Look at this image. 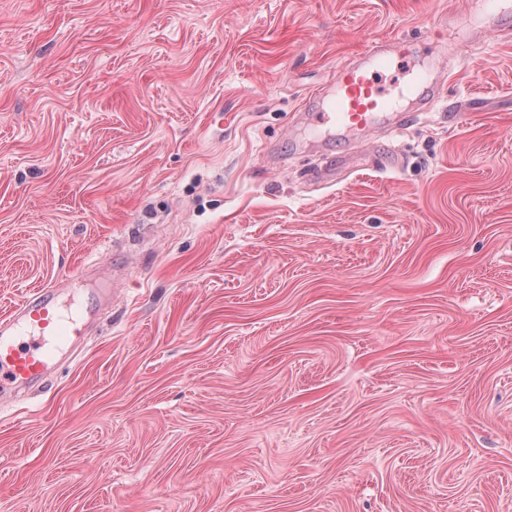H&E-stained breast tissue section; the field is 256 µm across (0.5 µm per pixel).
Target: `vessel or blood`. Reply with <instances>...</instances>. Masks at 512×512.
Instances as JSON below:
<instances>
[{
	"label": "vessel or blood",
	"instance_id": "b4317fda",
	"mask_svg": "<svg viewBox=\"0 0 512 512\" xmlns=\"http://www.w3.org/2000/svg\"><path fill=\"white\" fill-rule=\"evenodd\" d=\"M480 2L498 29H512V11L506 10L503 0ZM415 55L414 47L388 40L358 53L337 67L332 79L310 99L308 120L346 141L378 124L395 129L404 123L406 113L430 111L447 77L433 63H415ZM397 62L408 63L412 76L396 87H386L382 75ZM84 282L79 274L65 286L39 288L0 318V395L42 383L57 355L83 342L101 304L99 292Z\"/></svg>",
	"mask_w": 512,
	"mask_h": 512
}]
</instances>
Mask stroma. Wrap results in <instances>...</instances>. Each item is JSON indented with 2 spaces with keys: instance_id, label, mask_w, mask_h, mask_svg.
Masks as SVG:
<instances>
[{
  "instance_id": "1",
  "label": "stroma",
  "mask_w": 512,
  "mask_h": 512,
  "mask_svg": "<svg viewBox=\"0 0 512 512\" xmlns=\"http://www.w3.org/2000/svg\"><path fill=\"white\" fill-rule=\"evenodd\" d=\"M471 2L0 0V315L112 290L0 400V512H512V35L438 28ZM384 39L447 90L342 155L303 109Z\"/></svg>"
}]
</instances>
